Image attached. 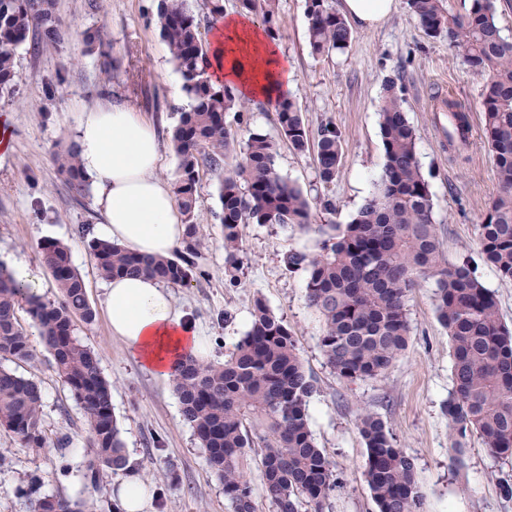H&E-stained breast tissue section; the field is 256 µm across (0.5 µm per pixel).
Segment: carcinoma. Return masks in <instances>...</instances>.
I'll return each mask as SVG.
<instances>
[{
  "mask_svg": "<svg viewBox=\"0 0 512 512\" xmlns=\"http://www.w3.org/2000/svg\"><path fill=\"white\" fill-rule=\"evenodd\" d=\"M240 12L275 15L273 0H238ZM418 24L431 37L441 33L460 51L469 70L484 81L483 136L495 166L498 191L480 224L482 257L512 282V40L502 35L494 0H472L464 15L446 11L441 0H407ZM307 39L313 56L348 48L352 31L331 0H306ZM157 27L192 99L180 112L171 144L179 157L174 189L186 233L173 257L140 256L110 242L89 245L94 268L108 280L140 274L185 286L198 275L205 238L197 210L199 159L224 173L219 197L224 232V280L235 286L243 266L247 224L304 228L311 223L308 198L276 169L277 142L248 131L237 139L224 113L246 111L245 102L208 75L207 45L200 23L180 0H160ZM65 31L54 14V0H0V95L15 92L13 47L30 43L33 52L55 47ZM384 162L373 191L349 224L323 239L315 253L290 250L283 267L306 272V303L322 321L320 347L327 364L347 382L383 376L407 349L411 338L407 299L422 278L434 280L435 311L448 330L453 356V390L444 412L451 430L449 460L462 465L469 438L488 453L512 458V328L499 314L495 294L468 263L443 261L434 202L420 171L417 137L396 82L384 88L379 106ZM281 140L299 153L313 151L318 177L330 183L340 172L343 137L328 122L311 137L296 101L276 102ZM448 143L457 152L469 145L465 113L448 104ZM235 165L228 167V159ZM64 180L83 191L87 175L72 141L53 154ZM42 259L59 289L54 302L38 299L0 266V361L27 363L34 350L18 313L29 306L42 343L80 405L93 437L92 457L83 478L98 487L101 474H122L127 455L112 413V388L93 350L75 336L77 322L96 312L69 248L42 246ZM183 419L207 453L211 473L224 483L232 512H256L248 479L260 450V472L274 512H325L340 484L335 464L314 441L307 403L316 387L307 376L288 325L258 298L250 330L222 364L185 360L174 379ZM40 385L0 365V423L28 448L46 443ZM356 426L367 452L364 478L377 512H422L424 494L414 459L399 448L376 414L364 409Z\"/></svg>",
  "mask_w": 512,
  "mask_h": 512,
  "instance_id": "carcinoma-1",
  "label": "carcinoma"
}]
</instances>
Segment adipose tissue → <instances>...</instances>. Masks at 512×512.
Returning a JSON list of instances; mask_svg holds the SVG:
<instances>
[{"label": "adipose tissue", "mask_w": 512, "mask_h": 512, "mask_svg": "<svg viewBox=\"0 0 512 512\" xmlns=\"http://www.w3.org/2000/svg\"><path fill=\"white\" fill-rule=\"evenodd\" d=\"M210 76L243 99L277 101L293 89L273 34L244 14H228L209 39ZM77 144L82 168L93 177L101 208L102 240L153 257L168 258L181 246L185 226L177 216L171 181L160 179L157 131L126 103H105L82 112ZM111 336L146 371L173 377L186 356L209 360L211 345L181 312L167 288L140 275L106 284ZM122 512H149L148 480L128 469L116 485Z\"/></svg>", "instance_id": "obj_1"}]
</instances>
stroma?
<instances>
[{"instance_id": "35a3bbf8", "label": "stroma", "mask_w": 512, "mask_h": 512, "mask_svg": "<svg viewBox=\"0 0 512 512\" xmlns=\"http://www.w3.org/2000/svg\"><path fill=\"white\" fill-rule=\"evenodd\" d=\"M99 3L92 9L88 0H56L55 16L68 33L65 43L38 54L25 44L14 50L16 93L0 97V114L9 116L11 126L9 144L0 148V264L11 269L25 263L36 275L35 293L52 302L58 290L42 261L41 246L56 241L70 249L96 311L94 321L78 324L75 334L95 351L112 386V412L129 460L152 486L153 512H230L223 483L210 473L204 448L182 418L172 382L141 369L112 339L105 281L92 265L88 237L79 232L100 220L95 191L72 189L52 160L55 151L76 139L85 109L126 102L159 128V177L172 178L178 169L171 133L180 108L170 92L182 76L155 22L158 0ZM271 28L293 74V95L310 132L329 121L342 133L340 173L335 181L321 183L312 153L279 143L276 168L308 196L312 222L304 230L246 225L243 274L237 287L228 288L220 175L201 169L197 208L207 232L199 259L203 275L171 292L208 337L219 363L249 330L255 299L287 323L316 386L308 402L311 431L342 477L328 512H377L363 477L366 448L355 425L364 408L387 423L398 445L414 459L424 512H512V498L500 491L502 480L512 481V459L495 458L473 441L461 473L450 466V427L443 407L453 386L452 352L448 332L436 317L432 279H421L408 298L407 350L383 377L347 383L323 356L322 324L306 304L305 272L286 273L280 263L286 250H315L321 226L349 223L372 192L384 154L379 103L386 81L393 78L416 132L442 254L450 262L469 260L476 276L494 291L501 317L512 325V282L502 281L483 261L479 246V226L497 193L482 133L483 82L447 38L425 34L406 0H396L395 11L378 28L352 25L348 49L328 58L309 52L306 0H275ZM88 30L99 35L91 51L83 41ZM107 61L114 66L108 76L103 73ZM444 99L468 117L471 146L462 162L453 158L441 130L437 107ZM328 201L334 210H325ZM15 370L42 388L47 442L28 448L0 428V512H32L37 499L52 493L105 512L104 500L111 497L117 478L104 475L97 490L83 484L80 474L90 457L91 432L51 354L37 346L35 360Z\"/></svg>"}]
</instances>
